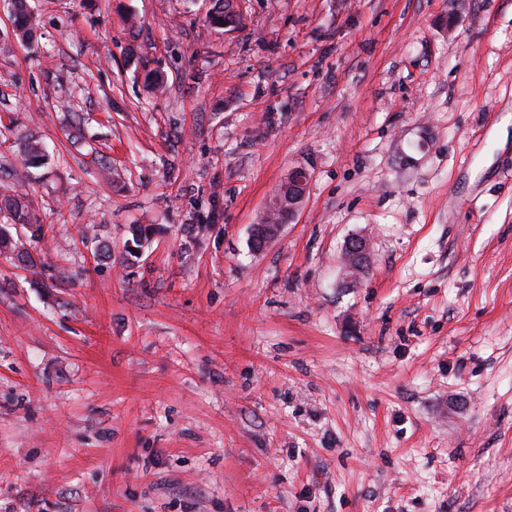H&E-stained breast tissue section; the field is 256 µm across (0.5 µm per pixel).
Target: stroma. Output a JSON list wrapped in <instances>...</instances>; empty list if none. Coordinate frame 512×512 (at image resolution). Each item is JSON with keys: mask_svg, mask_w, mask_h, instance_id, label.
<instances>
[{"mask_svg": "<svg viewBox=\"0 0 512 512\" xmlns=\"http://www.w3.org/2000/svg\"><path fill=\"white\" fill-rule=\"evenodd\" d=\"M236 3L0 10V512H512V0ZM25 0H8V11L13 17L12 32L21 41L30 46L34 42L38 29L37 16L29 8L24 7ZM19 154L23 163L29 167H37L43 163L48 153L42 154L44 147L40 140L34 136H22L19 138ZM310 178L311 173L306 167L299 166L289 171L288 177L274 194L264 215L263 221H266L269 213H277L279 217L277 223L279 224L268 220L269 224L278 225V231L272 237L265 240L262 249L278 236L283 224L291 223L294 220L303 204ZM0 218H4L5 224L21 225L22 227L35 228L30 237H40L43 232V224H36L33 221L32 213L27 201L20 195H4L0 198ZM0 254H9L28 268L34 269L37 262L32 258L31 253L25 247L24 241L17 235V238L4 226L0 225ZM368 258L367 240L362 236H353L345 243L341 265L345 278L355 281L362 273ZM360 259V263L358 260Z\"/></svg>", "mask_w": 512, "mask_h": 512, "instance_id": "stroma-1", "label": "stroma"}]
</instances>
